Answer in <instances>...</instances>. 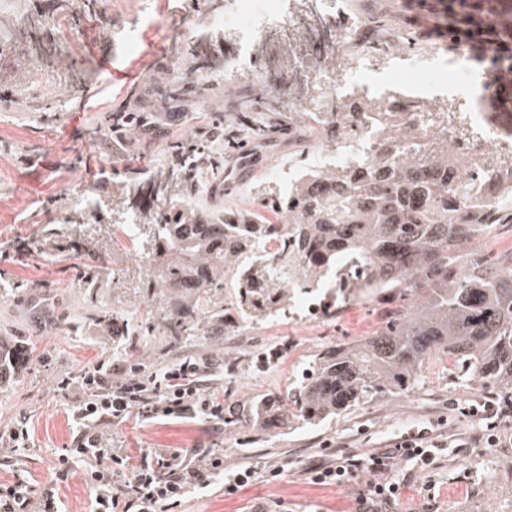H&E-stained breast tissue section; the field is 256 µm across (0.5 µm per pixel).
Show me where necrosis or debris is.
<instances>
[{
    "label": "necrosis or debris",
    "instance_id": "1",
    "mask_svg": "<svg viewBox=\"0 0 512 512\" xmlns=\"http://www.w3.org/2000/svg\"><path fill=\"white\" fill-rule=\"evenodd\" d=\"M316 11L336 38L337 55L349 64V80L336 85V98L351 90L370 93L375 46L359 41L357 24L337 26L336 0H318ZM210 23L234 34L246 47L286 23L306 39L314 41L319 36L305 13L296 9L294 0H226L223 13L213 15ZM379 74L384 87L391 90L385 103L395 108L393 124L411 130L423 143L435 138L447 141L450 168L472 173L491 158L512 165V115L485 112L484 104L494 96L495 84L491 74L475 71L465 53H458L447 64L433 52L421 57L398 54ZM443 88L458 99L461 111L436 112L430 120H422L416 104ZM375 125L374 115L360 114L355 134L337 136L335 145L321 152L320 168L343 166L370 156L376 146L372 137Z\"/></svg>",
    "mask_w": 512,
    "mask_h": 512
}]
</instances>
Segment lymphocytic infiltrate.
Masks as SVG:
<instances>
[{"instance_id":"lymphocytic-infiltrate-1","label":"lymphocytic infiltrate","mask_w":512,"mask_h":512,"mask_svg":"<svg viewBox=\"0 0 512 512\" xmlns=\"http://www.w3.org/2000/svg\"><path fill=\"white\" fill-rule=\"evenodd\" d=\"M466 10L464 26L455 36L482 34L481 50L490 56L512 43V23L505 20L502 0H458ZM112 362L102 359L87 367L77 386L79 396L70 407L75 431L58 456L54 480L81 475L91 496L87 512H173L195 491L223 478L224 492L235 495L262 477V470L246 466L225 470L223 454L197 448H158L145 455L135 470H128L121 449L111 447L105 428L138 413L147 418H203L224 423V405L214 396L207 367L182 359L162 373L112 382ZM445 442L424 435L400 437L393 447L361 459L345 458L317 464L307 470L312 483L343 486L356 472L368 479L354 499V512H392L402 486L391 474L398 460L414 462L427 472ZM0 512H63L52 492L36 493L24 477L0 483Z\"/></svg>"}]
</instances>
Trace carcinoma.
Segmentation results:
<instances>
[{
  "label": "carcinoma",
  "mask_w": 512,
  "mask_h": 512,
  "mask_svg": "<svg viewBox=\"0 0 512 512\" xmlns=\"http://www.w3.org/2000/svg\"><path fill=\"white\" fill-rule=\"evenodd\" d=\"M3 3L0 40L19 46V26H47L48 19ZM205 43L203 36L189 49L200 86L213 77ZM312 69L336 71V55L320 51ZM323 108L321 123L334 141L336 130L352 131L357 115L383 105L361 96ZM377 139L365 161L311 174L324 191L304 179L285 194L266 192L269 218L214 205L145 207V198L193 199L190 170L176 151L112 206V236L127 213L141 223L132 241L148 263L141 287L166 297L161 321L142 319L135 330H160L176 345L224 332L234 313L256 321L280 314L296 291L321 287L331 273L340 291L371 288L415 300L374 334L316 355L287 397L251 406L244 421L258 431L289 420L314 425L377 398L405 396L435 354L512 405V251L453 271L463 249L504 223L474 193L495 191V172L483 170L476 188L448 172V146L439 140L424 149L414 135L381 123ZM21 355L0 345V380Z\"/></svg>",
  "instance_id": "cac0c4a2"
}]
</instances>
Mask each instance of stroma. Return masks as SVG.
<instances>
[{"mask_svg": "<svg viewBox=\"0 0 512 512\" xmlns=\"http://www.w3.org/2000/svg\"><path fill=\"white\" fill-rule=\"evenodd\" d=\"M211 0H112L103 14L88 3L68 44L63 63L27 73L17 57L0 56V337L18 341L28 357L15 373L0 382V432L20 421L33 430L21 459L0 455V483L15 475L36 488L53 485V467L72 430L66 412L78 395L76 387L61 389L65 378L77 377L102 356H111L113 381L128 378L135 355L146 369L160 371L191 357L206 364L217 381L229 423L215 429L208 421L154 422L132 417L109 426L114 447L123 450L129 466L157 448L221 446L224 466L244 463L274 467L287 463L283 476L228 496L215 483L188 497L174 512H248L257 502L268 512L288 504L291 512H349L358 479L340 487L311 484L305 471L318 463L358 458L391 447L409 432L447 438L448 454L428 474L398 461L392 477L402 483L398 512H512V447L492 448L490 434L512 440V420H491L478 413L488 392L459 376L450 359H429L414 390L394 400H377L316 425L293 422L285 428L258 432L240 417L255 401L283 395L298 382L309 361L339 342L362 339L380 330L393 304L370 294L329 297L310 323L279 315L262 322L238 321L234 332L171 347L162 335L141 339L130 350L124 336L109 337L87 317L86 304L104 302L115 318L158 316V302L137 284L145 274L139 255L125 243L112 241V216L104 210L78 212L72 192L81 186L93 197L110 201L115 191L132 189L170 155L175 143L194 144L200 175L206 176L207 202L237 210H256L262 199L257 184L285 189L288 176H277L288 160L306 155L316 161L314 146L301 118L287 99L261 90L257 78L272 66L253 56L236 73L237 89L227 93L222 71L238 54L234 35L216 39L214 68L207 94L210 111H198L193 88L172 91L165 77L186 64L189 45L207 32ZM350 18L372 19L381 36L398 39L400 47L418 53L439 48L454 53L447 34L433 32L428 9L409 0H347ZM134 28L132 47L116 41V31ZM38 83L44 97L69 81L74 93L65 107L47 112H16L11 108L16 84ZM263 100L260 119L267 122L263 139H249L241 126L247 105ZM146 115L137 142L126 126L110 127L112 114ZM250 161L251 176L226 189L230 168ZM72 219L86 235L80 250L44 235L48 226ZM105 254L106 271L86 280L81 253ZM431 491H424V483Z\"/></svg>", "mask_w": 512, "mask_h": 512, "instance_id": "35a3bbf8", "label": "stroma"}]
</instances>
